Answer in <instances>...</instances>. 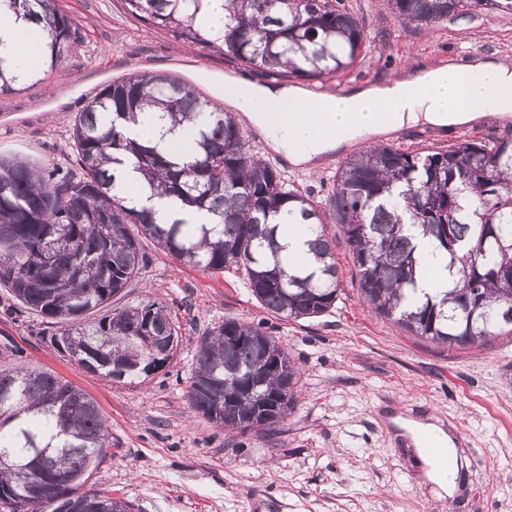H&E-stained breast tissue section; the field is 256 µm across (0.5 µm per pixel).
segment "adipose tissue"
<instances>
[{"label": "adipose tissue", "instance_id": "obj_1", "mask_svg": "<svg viewBox=\"0 0 512 512\" xmlns=\"http://www.w3.org/2000/svg\"><path fill=\"white\" fill-rule=\"evenodd\" d=\"M41 49L28 24L16 21L9 0H0V52L26 73L39 64ZM224 99L263 134L272 151L304 167L353 142L421 122L449 127L512 115V67L495 60L448 63L342 96L228 76ZM128 133L169 154L189 149L198 127L186 122L169 132L157 113L145 112Z\"/></svg>", "mask_w": 512, "mask_h": 512}]
</instances>
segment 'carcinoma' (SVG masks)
Listing matches in <instances>:
<instances>
[{"mask_svg": "<svg viewBox=\"0 0 512 512\" xmlns=\"http://www.w3.org/2000/svg\"><path fill=\"white\" fill-rule=\"evenodd\" d=\"M202 0H124L132 17L279 79L316 80L351 67L365 30L345 0H224V30L197 24ZM395 18L428 26L482 11L512 13V0H386ZM15 16L42 28L43 66L67 52L75 20L58 0H10ZM31 75L0 55V95L22 90ZM158 108L177 126L202 121L194 146L178 159L126 135L139 114ZM79 172L27 158L0 157V282L26 309L59 325L51 337L65 354L74 340L88 373L133 383L149 359L138 341L179 339L180 327L151 299L112 307L141 270V239L178 263L244 273L261 306L285 319L317 318L339 297L340 279L327 227L336 225L352 254L363 300L378 317L450 348L481 345L512 328V135L493 143L464 140L408 151L377 145L342 162L325 200L288 187L253 154L241 123L168 75L136 72L105 85L72 127ZM131 163L150 196L205 210L211 224L162 222L122 195L115 167ZM313 225L319 273L288 265L276 218ZM431 238L448 272V290L419 295L414 231ZM280 367L254 372L260 356ZM299 368L259 323L227 317L200 338L188 386L190 409L241 433L270 431L263 415L284 419L297 403ZM108 430L95 400L54 372L0 371V508L64 512L87 503L114 512V498L81 491ZM56 487L52 496L42 489Z\"/></svg>", "mask_w": 512, "mask_h": 512, "instance_id": "carcinoma-1", "label": "carcinoma"}]
</instances>
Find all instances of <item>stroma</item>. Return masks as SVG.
<instances>
[{"label":"stroma","instance_id":"1","mask_svg":"<svg viewBox=\"0 0 512 512\" xmlns=\"http://www.w3.org/2000/svg\"><path fill=\"white\" fill-rule=\"evenodd\" d=\"M367 41L350 69L311 81L310 91L353 90L383 83L409 66L435 68L467 58L512 60V14L427 27L404 24L384 0H346ZM76 22L59 64L15 94L0 96V156L76 169L72 125L89 99L113 79L147 70L191 84L223 106L220 82L232 75L274 84L260 70L171 36L125 13L121 0H60ZM512 130V117L439 129L436 145L491 142ZM251 151L320 201L344 161L337 154L302 169L272 152L256 130ZM125 290L152 298L181 330L172 362L148 378L118 383L81 370L50 342V319L22 307L0 284V370L57 373L97 402L109 444L90 468L88 487L127 503L130 512H512V333L478 347L450 349L409 335L372 314L344 240L336 242L340 296L335 308L289 321L265 310L235 270L205 272L180 265L152 240ZM234 316L263 323L301 371L295 411L270 434H240L191 414L186 398L198 340ZM456 420L466 470L465 507L420 484V469L398 445L390 414Z\"/></svg>","mask_w":512,"mask_h":512}]
</instances>
